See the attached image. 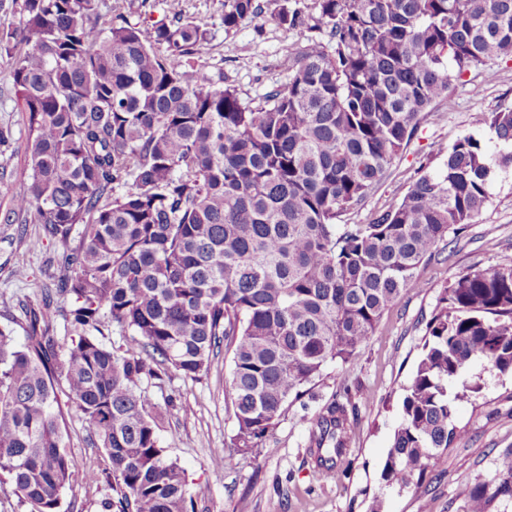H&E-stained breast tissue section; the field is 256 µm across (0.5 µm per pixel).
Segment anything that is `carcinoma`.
<instances>
[{"label":"carcinoma","instance_id":"carcinoma-1","mask_svg":"<svg viewBox=\"0 0 512 512\" xmlns=\"http://www.w3.org/2000/svg\"><path fill=\"white\" fill-rule=\"evenodd\" d=\"M224 0V31L273 22L312 32L284 48L288 83L255 105L190 65L208 30L169 0L145 33L126 0H11L0 57L28 115L31 173L13 210L59 242L56 288L26 306V343L0 327V476L32 512H59L75 476L55 412L59 384L111 463L106 512H187L184 470L161 446L164 414L143 378L197 379L232 351L235 418L220 468L259 447L330 362L346 364L387 310L426 283L420 266L460 240L489 201L491 153L458 138L400 201L367 224H339L386 177L423 112L452 82L484 81L512 59V0ZM474 125L512 146V108ZM78 232V245L67 243ZM62 319L78 339L49 336ZM129 336L122 353L105 336ZM475 360L512 374V254L439 294L404 389L381 473L403 491L460 437V381ZM354 428L334 399L313 419L318 467L334 468ZM512 501V449L467 491L463 512Z\"/></svg>","mask_w":512,"mask_h":512}]
</instances>
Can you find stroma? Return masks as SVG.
I'll return each mask as SVG.
<instances>
[{
	"mask_svg": "<svg viewBox=\"0 0 512 512\" xmlns=\"http://www.w3.org/2000/svg\"><path fill=\"white\" fill-rule=\"evenodd\" d=\"M189 12L209 33L194 66L223 72L225 85L237 90L241 102L258 103L287 83L283 48L304 42L300 31L245 24L225 32L224 0H190ZM11 69V60L0 58V127L12 132L10 146L0 150V326L13 328L21 340L26 336L24 308L51 287L54 270L49 261L62 246L48 241L41 249H30L29 242L41 227L12 210L13 197L28 183L29 166L27 115L15 100ZM498 70L492 83L477 73L465 74L436 111L422 114L385 180L364 205L345 214V222L367 223L373 212L396 204L421 167L434 165L436 155L459 137L472 133L488 140V130L475 129L471 118L477 112L512 107V61L501 63ZM489 192L487 207L453 255L421 266L425 287L407 293L385 313L375 336L352 363L328 365L256 453L235 456L220 469L210 463L213 450L229 444L234 430L228 353H221L196 380L172 373L142 381L139 394L148 409L166 416L160 442L188 477L191 512H368L376 498L382 500L383 512H462L466 489L489 477L499 452L512 448L511 374H500L478 361L464 371V378L479 381L482 389L459 404L456 421L461 437L428 469L420 489L388 488L381 472L400 423L404 388L421 353L425 320L439 292L459 271L492 267L502 254L512 253V172H495ZM20 268L25 271L21 277L16 274ZM335 398L347 400L355 433L337 461L335 478L324 479L309 449V432L313 418ZM64 434L80 476L62 492L60 512H103V502L113 495L111 481L89 483L82 474L102 473L110 465L108 456L88 441L75 409L64 411Z\"/></svg>",
	"mask_w": 512,
	"mask_h": 512,
	"instance_id": "stroma-1",
	"label": "stroma"
}]
</instances>
